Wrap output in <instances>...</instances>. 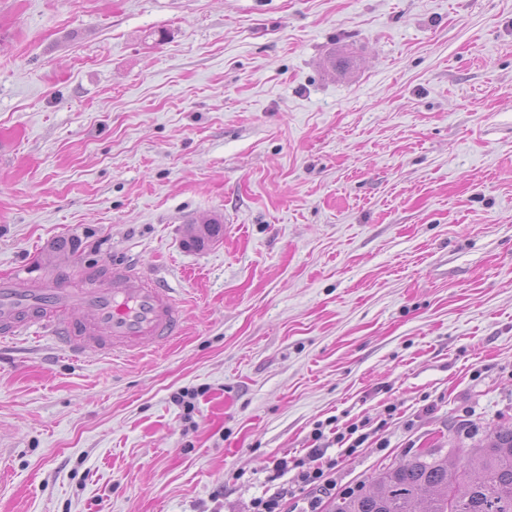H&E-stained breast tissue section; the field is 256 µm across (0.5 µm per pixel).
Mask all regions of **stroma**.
Returning a JSON list of instances; mask_svg holds the SVG:
<instances>
[{"mask_svg": "<svg viewBox=\"0 0 512 512\" xmlns=\"http://www.w3.org/2000/svg\"><path fill=\"white\" fill-rule=\"evenodd\" d=\"M0 24V276L126 263L185 307L138 357L0 346V512H251L317 446L343 495L512 427V0H7ZM333 418L369 431L353 456L313 438Z\"/></svg>", "mask_w": 512, "mask_h": 512, "instance_id": "stroma-1", "label": "stroma"}]
</instances>
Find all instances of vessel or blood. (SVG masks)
I'll return each instance as SVG.
<instances>
[{
    "label": "vessel or blood",
    "mask_w": 512,
    "mask_h": 512,
    "mask_svg": "<svg viewBox=\"0 0 512 512\" xmlns=\"http://www.w3.org/2000/svg\"><path fill=\"white\" fill-rule=\"evenodd\" d=\"M184 309L162 277L115 263L70 276L0 277V344L38 328L73 357L141 355L181 335Z\"/></svg>",
    "instance_id": "1"
}]
</instances>
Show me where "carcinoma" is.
<instances>
[{
	"label": "carcinoma",
	"instance_id": "obj_1",
	"mask_svg": "<svg viewBox=\"0 0 512 512\" xmlns=\"http://www.w3.org/2000/svg\"><path fill=\"white\" fill-rule=\"evenodd\" d=\"M512 512V428L488 433L457 467L438 448L384 467L330 512Z\"/></svg>",
	"mask_w": 512,
	"mask_h": 512
}]
</instances>
